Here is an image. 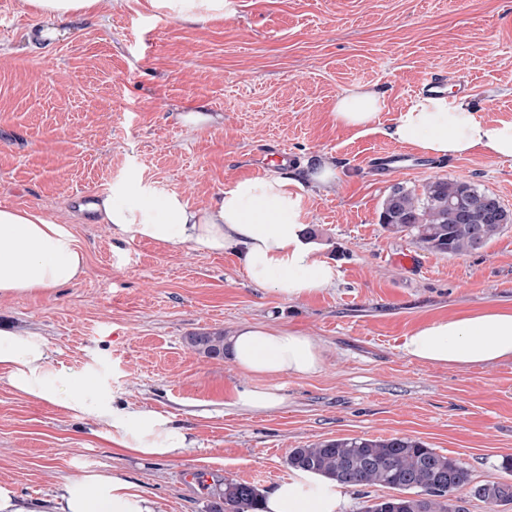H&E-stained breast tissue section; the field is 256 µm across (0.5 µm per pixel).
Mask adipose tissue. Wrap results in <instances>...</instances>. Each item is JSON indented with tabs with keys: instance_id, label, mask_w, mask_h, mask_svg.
Returning <instances> with one entry per match:
<instances>
[{
	"instance_id": "obj_1",
	"label": "adipose tissue",
	"mask_w": 512,
	"mask_h": 512,
	"mask_svg": "<svg viewBox=\"0 0 512 512\" xmlns=\"http://www.w3.org/2000/svg\"><path fill=\"white\" fill-rule=\"evenodd\" d=\"M151 8L186 23L234 15L233 0H149ZM384 106L382 94L353 86L336 98L337 125L366 128ZM389 139L424 155L456 159L474 150L512 157V119L485 122L462 99L420 96L385 128ZM336 168L322 163L307 182L328 187ZM303 181V182H306ZM302 181L288 176L241 178L205 207L181 194L139 181L113 185L93 210L123 240L186 244L205 254L235 253L250 282L292 300L336 283V268L321 259L303 228ZM85 255L69 226L35 209L0 207V299L44 292L77 282ZM224 344L237 367L257 377H306L323 365V347L286 325L246 323ZM407 357L424 364L466 369L512 361V306L487 307L440 316L415 327L403 339ZM0 373L20 394L67 410L94 408L107 420L104 442L143 459L172 457L195 447L188 431L156 411L113 408L97 376L54 366L43 337L0 330ZM347 486L316 473L296 470L265 490L261 512H344ZM0 512H156L154 502L123 475L92 471L64 484L50 506L20 502L0 486Z\"/></svg>"
}]
</instances>
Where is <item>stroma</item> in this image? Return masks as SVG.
Masks as SVG:
<instances>
[{"label":"stroma","instance_id":"1","mask_svg":"<svg viewBox=\"0 0 512 512\" xmlns=\"http://www.w3.org/2000/svg\"><path fill=\"white\" fill-rule=\"evenodd\" d=\"M224 20L188 24L121 0L54 22L0 0V205L72 219L87 268L79 282L0 301V328L43 336L53 364L97 373L114 407L156 410L190 427L195 448L160 460L96 438L94 412L27 398L0 374V485L48 500L86 468L121 472L158 512H207L224 480L266 490L287 478L291 449L329 439L409 436L459 460L472 484L512 480V362L451 369L410 360L404 336L430 318L512 305V225L484 248L443 255L383 228L391 186L465 180L512 210V158L476 150L442 168L380 183L364 167L394 149L384 136L429 70L469 77L486 120L512 118V0H236ZM386 93L365 131L338 126L336 97ZM206 107L196 128L181 114ZM294 155V173L336 165L329 190L308 189L304 224L335 265L336 284L284 300L255 287L232 252L121 240L79 213L77 198L138 179L202 207L263 160ZM415 254L414 268L395 264ZM285 324L319 340L307 377L243 374L231 358L188 348L198 332ZM269 386L272 411L234 404ZM284 396L277 390L264 386L245 387L237 390L234 404L239 409L249 412H262L280 407Z\"/></svg>","mask_w":512,"mask_h":512}]
</instances>
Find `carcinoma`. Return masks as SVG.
I'll list each match as a JSON object with an SVG mask.
<instances>
[{
	"label": "carcinoma",
	"mask_w": 512,
	"mask_h": 512,
	"mask_svg": "<svg viewBox=\"0 0 512 512\" xmlns=\"http://www.w3.org/2000/svg\"><path fill=\"white\" fill-rule=\"evenodd\" d=\"M380 224L430 251L463 255L483 248L512 224V212L496 195L468 181L436 178L419 192L393 187L382 203ZM186 343L208 358L222 359L226 354L222 333H193ZM288 466L350 486L379 485L399 492L374 500L364 512H450V496L467 486L485 503H512V483L472 487L461 463L410 437L322 441L292 449ZM260 497L255 485L226 480L211 492L208 512H256Z\"/></svg>",
	"instance_id": "carcinoma-1"
}]
</instances>
